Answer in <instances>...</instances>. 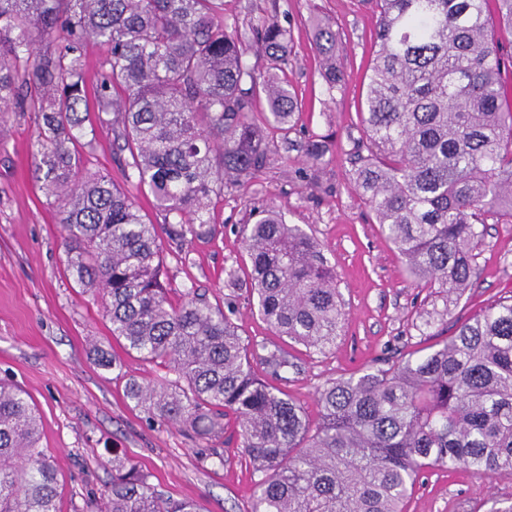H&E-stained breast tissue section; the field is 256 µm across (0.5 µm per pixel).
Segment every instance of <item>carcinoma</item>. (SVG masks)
<instances>
[{
  "label": "carcinoma",
  "mask_w": 512,
  "mask_h": 512,
  "mask_svg": "<svg viewBox=\"0 0 512 512\" xmlns=\"http://www.w3.org/2000/svg\"><path fill=\"white\" fill-rule=\"evenodd\" d=\"M376 0L377 50L368 75L363 136L352 182L409 272L443 308L465 294L482 225L512 219V110L503 108V40L512 0ZM315 46L328 88L345 74L338 33L320 18ZM104 47L88 92L86 43ZM291 30L276 19L242 28L224 0H0V112H31L35 164L66 233L67 269L101 298L112 338L172 377L131 380L126 398L147 418L212 433L233 416L254 474L251 512H405L428 469L512 470V295L462 323L439 349L318 389L321 419L262 378L290 364L265 356L222 310L188 289L170 298L156 225L78 145L111 131L131 184L180 237L206 232L208 202L224 178L245 183L267 161L263 128L288 136L299 105L286 74ZM267 61L259 72L249 59ZM262 110L264 127L254 120ZM328 144L311 140L316 166ZM241 237L249 291L278 336L331 348L345 312L336 271L300 225L268 210ZM30 398L0 379V512H59L55 461L40 448ZM104 512H197L157 493L149 475L112 450Z\"/></svg>",
  "instance_id": "1"
}]
</instances>
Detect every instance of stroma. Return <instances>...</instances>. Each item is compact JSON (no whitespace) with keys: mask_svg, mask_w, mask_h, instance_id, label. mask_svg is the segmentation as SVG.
I'll return each mask as SVG.
<instances>
[{"mask_svg":"<svg viewBox=\"0 0 512 512\" xmlns=\"http://www.w3.org/2000/svg\"><path fill=\"white\" fill-rule=\"evenodd\" d=\"M224 14L244 28L274 15L291 29L287 75L301 102L300 120L289 137L268 132L273 152L248 186L228 184L223 195L212 198L209 234L179 242L161 233L166 280L174 299L189 288L205 292L215 306L234 298L244 339L289 352L293 365L274 384L300 403L314 424L320 419L317 390L327 381L425 356L457 324L512 295V223L488 225L472 288L448 316L422 328L418 314L432 309L431 291L407 273L349 175L374 50L370 0H224ZM317 15L334 19L339 32L346 76L333 92L321 76L312 41ZM36 137L33 114L0 113V376L20 386L42 417L41 446L54 457L62 483L60 512H98L116 450L147 471L165 497L192 501L199 512H250L252 468L239 448L233 418H225L218 436L199 438L176 425L147 421L125 398L127 378L150 382L165 370L127 353L113 339L100 300L70 277L65 232L35 171ZM312 138L332 145L315 167L304 158ZM83 154L89 168L125 185L107 130L97 129ZM272 208L317 239L336 270L346 316L335 346L326 352L312 353L273 335L246 290L232 293L225 286L226 269L243 276L251 267L242 225L253 222L255 212ZM180 249L188 253L186 262L173 256ZM94 341L122 362V371L98 364L90 349ZM406 510L512 512V473L487 477L467 469L428 470Z\"/></svg>","mask_w":512,"mask_h":512,"instance_id":"obj_1","label":"stroma"}]
</instances>
